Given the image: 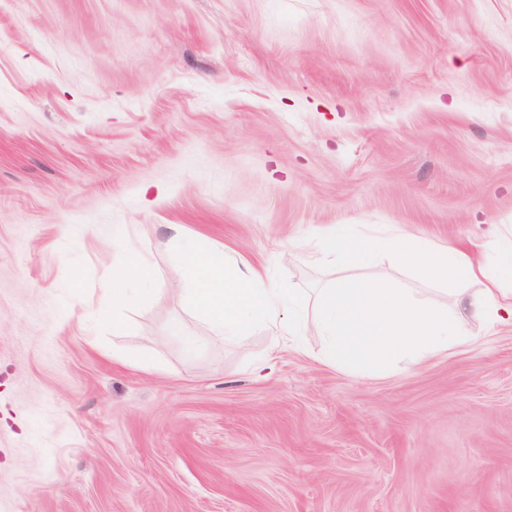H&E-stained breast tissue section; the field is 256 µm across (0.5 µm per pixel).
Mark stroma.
<instances>
[{"instance_id":"obj_1","label":"stroma","mask_w":512,"mask_h":512,"mask_svg":"<svg viewBox=\"0 0 512 512\" xmlns=\"http://www.w3.org/2000/svg\"><path fill=\"white\" fill-rule=\"evenodd\" d=\"M98 224L156 270L116 314ZM174 224L307 293L331 224L491 252L512 0H0V512H512L511 327L365 375L221 339Z\"/></svg>"}]
</instances>
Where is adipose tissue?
I'll return each instance as SVG.
<instances>
[{
	"label": "adipose tissue",
	"mask_w": 512,
	"mask_h": 512,
	"mask_svg": "<svg viewBox=\"0 0 512 512\" xmlns=\"http://www.w3.org/2000/svg\"><path fill=\"white\" fill-rule=\"evenodd\" d=\"M171 230L172 242L182 246L183 293L222 338L246 335L256 325L273 328L279 336H296L309 322L322 341L318 361L359 374L393 369L406 355L422 357L455 346L471 335L475 321L512 326V235L505 233L493 254L478 255L460 243L401 231L372 235L335 225L319 230L314 253L319 265L356 268L388 252L426 280L452 287L464 309L457 315L416 289L368 279L331 280L308 307L292 289L267 282L244 258L220 246L202 251L185 245L180 225ZM112 240L124 259L101 289L99 303L119 310L130 301L128 283L152 281L155 273L128 236L116 233ZM469 282L479 283V290L467 291Z\"/></svg>",
	"instance_id": "ef3b65f1"
}]
</instances>
